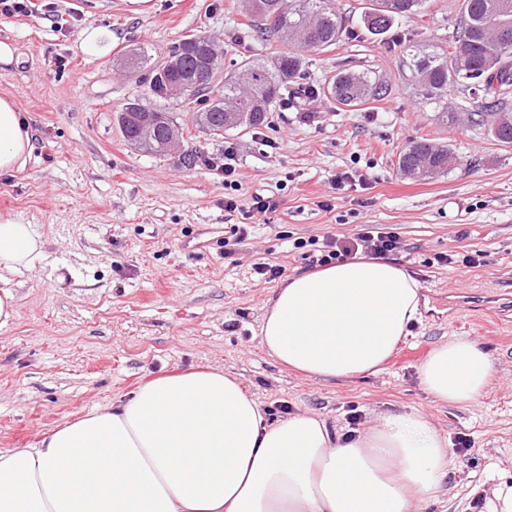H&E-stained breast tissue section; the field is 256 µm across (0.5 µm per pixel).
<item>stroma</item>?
<instances>
[{"label":"stroma","instance_id":"stroma-1","mask_svg":"<svg viewBox=\"0 0 512 512\" xmlns=\"http://www.w3.org/2000/svg\"><path fill=\"white\" fill-rule=\"evenodd\" d=\"M29 14L0 15V40L17 61L0 69V90L31 117L34 150L22 171L0 175V213L33 225L47 257L11 275L20 315L0 329V451L31 448L44 433L98 406L121 401L152 378L196 366L236 375L270 421L307 412L359 432L378 414L425 413L448 441L446 489L417 512H478V489L512 485V143L466 122L440 124L400 73V50L370 35L363 0H336L347 32L336 45L304 52L306 84L339 69L379 73L383 100L355 108L289 85L263 126L216 139L194 122L199 106L178 104L184 147L202 158L236 149L239 207L224 208V174L178 156L150 155L124 138L115 113L143 90L123 60L144 49L162 60L182 36L213 38L225 68L242 56L287 53L255 36L243 0H33ZM460 0H426L396 32L444 47ZM112 36L108 53H83L81 33ZM432 138L460 158L426 181L398 174L409 141ZM345 176L337 185V176ZM277 202L264 214L254 196ZM234 224L248 237L230 240ZM363 224H387L401 238L391 260L421 284V316L380 372L349 380L306 378L282 367L260 344L261 319L281 279L308 271L297 242L349 237ZM477 252L467 267L462 254ZM453 255V264L439 256ZM458 337L490 355L494 377L469 406L440 405L418 369L434 347Z\"/></svg>","mask_w":512,"mask_h":512}]
</instances>
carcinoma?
Instances as JSON below:
<instances>
[{
    "instance_id": "1",
    "label": "carcinoma",
    "mask_w": 512,
    "mask_h": 512,
    "mask_svg": "<svg viewBox=\"0 0 512 512\" xmlns=\"http://www.w3.org/2000/svg\"><path fill=\"white\" fill-rule=\"evenodd\" d=\"M492 0H462L456 35L448 48L437 50L429 46L406 45L401 51V73L415 86L425 102L440 107L437 120L443 124L456 122L457 113L441 106L450 92L474 93L482 90L480 99L469 112L470 127L483 130L496 140L512 143V13L505 21L493 16ZM362 22L372 35H384L399 17L421 12L424 0H365ZM253 26L258 32L276 35L291 44L294 50L271 62L248 58L233 71H223L224 58L214 50V41L203 34L183 36L178 47L176 67L164 63L144 66L146 55L139 53L128 62L130 74L145 91V95L163 99L158 94L162 85L176 83L180 93L167 98L169 102L199 101L205 107L196 113L195 122L213 137L241 127L264 124L288 83L304 76L302 50H319L336 43L345 27L336 10L335 0H249ZM464 46L468 54V69L461 71L456 64V52ZM387 85L372 70H338L325 81L323 94L336 104L352 108L382 99ZM174 120L170 107H148L133 100L119 110L118 122L127 141L139 134L136 120L153 113L155 140L166 138V121L156 112ZM455 159L452 150L427 139L410 142L398 156V170L408 176L422 172L428 166L445 174Z\"/></svg>"
}]
</instances>
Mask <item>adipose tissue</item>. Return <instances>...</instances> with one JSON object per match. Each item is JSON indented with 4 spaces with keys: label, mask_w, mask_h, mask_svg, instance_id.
I'll return each mask as SVG.
<instances>
[{
    "label": "adipose tissue",
    "mask_w": 512,
    "mask_h": 512,
    "mask_svg": "<svg viewBox=\"0 0 512 512\" xmlns=\"http://www.w3.org/2000/svg\"><path fill=\"white\" fill-rule=\"evenodd\" d=\"M31 126L0 94V174L23 169ZM32 225L0 214V328L19 316L8 276L46 257ZM421 285L383 258L356 257L289 278L260 336L307 377L374 374L420 315ZM494 375L475 341L431 351L419 370L435 402L470 405ZM451 469L447 441L415 410L386 411L345 435L315 415L267 420L233 374L214 367L160 376L120 402L0 452V512H417Z\"/></svg>",
    "instance_id": "ef3b65f1"
}]
</instances>
